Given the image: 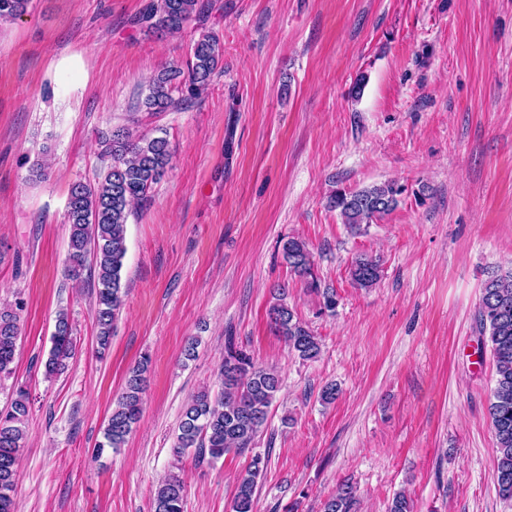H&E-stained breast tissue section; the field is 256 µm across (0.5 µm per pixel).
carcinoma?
Returning <instances> with one entry per match:
<instances>
[{
	"mask_svg": "<svg viewBox=\"0 0 512 512\" xmlns=\"http://www.w3.org/2000/svg\"><path fill=\"white\" fill-rule=\"evenodd\" d=\"M32 0H0V24L9 23L28 12ZM208 0H151L140 21L146 31L177 36L194 23L206 21ZM224 55L217 35L204 32L192 46L186 69L166 67L152 79L144 106L150 112H165L178 105L174 91L195 98L207 90ZM104 155L112 163L92 182L76 181L68 194L66 219L69 226L68 275L79 278L89 271L95 288L97 334L95 352L102 359L109 351L112 332L124 305L122 270L127 252L126 232L131 206L147 196L152 186L165 175L172 158L170 142L163 136L135 137L116 130L103 137ZM406 188L397 180L355 191L338 189L327 198V206L339 211L350 231L383 219L399 204ZM282 256L295 276L309 288L322 292L323 308L336 307V293L325 288L313 271L312 254L307 244L290 238L283 243ZM352 282L371 288L381 278L380 262L360 255L351 264ZM286 289H275L276 302L267 315L275 330L299 359L313 360L321 351L317 336L292 308L283 302ZM23 302L0 308V377L12 374L19 315ZM482 343L489 346L495 364L488 414L496 441L497 464L493 481L499 497L512 502V271L492 273L484 282L477 313ZM52 347L45 362L50 378L65 368L76 342L68 313L58 312L51 336ZM150 357L145 355L128 372L124 386L104 430L98 452L118 451L138 423L142 408L146 373ZM220 391L198 393L183 410L178 425L175 451L195 450L199 459H219L234 451H252L256 437L268 422L269 408L281 388L276 370L258 365L250 352L233 339L224 345L219 369ZM29 392L19 386L11 402L0 408V512H16V476L26 436ZM269 456L254 454L239 475L232 501L233 512H255L257 480L264 474ZM185 487L179 476L167 477L154 495V512H184ZM356 489L341 484L323 502V512H355Z\"/></svg>",
	"mask_w": 512,
	"mask_h": 512,
	"instance_id": "cac0c4a2",
	"label": "carcinoma"
}]
</instances>
